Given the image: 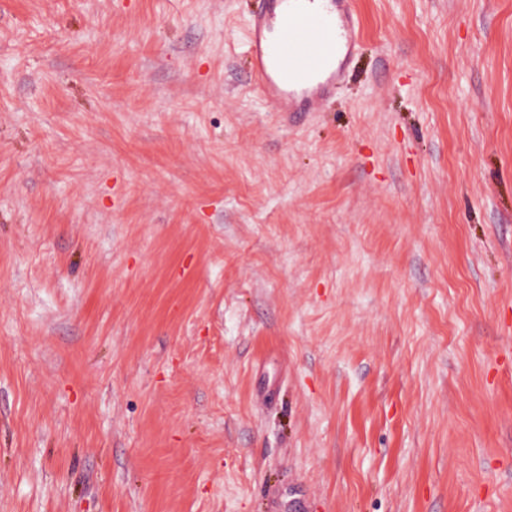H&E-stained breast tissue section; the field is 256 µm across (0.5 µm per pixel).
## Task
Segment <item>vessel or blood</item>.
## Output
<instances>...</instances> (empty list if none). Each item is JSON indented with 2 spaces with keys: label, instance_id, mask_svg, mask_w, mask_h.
I'll list each match as a JSON object with an SVG mask.
<instances>
[{
  "label": "vessel or blood",
  "instance_id": "b4317fda",
  "mask_svg": "<svg viewBox=\"0 0 512 512\" xmlns=\"http://www.w3.org/2000/svg\"><path fill=\"white\" fill-rule=\"evenodd\" d=\"M358 39L351 0H264L247 38L253 85L274 111H319L348 75Z\"/></svg>",
  "mask_w": 512,
  "mask_h": 512
}]
</instances>
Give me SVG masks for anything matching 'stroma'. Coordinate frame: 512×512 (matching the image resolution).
Segmentation results:
<instances>
[{"mask_svg": "<svg viewBox=\"0 0 512 512\" xmlns=\"http://www.w3.org/2000/svg\"><path fill=\"white\" fill-rule=\"evenodd\" d=\"M0 0V512H512V0ZM263 1L247 38L253 85L275 112H318L348 75L358 44L351 1Z\"/></svg>", "mask_w": 512, "mask_h": 512, "instance_id": "obj_1", "label": "stroma"}]
</instances>
